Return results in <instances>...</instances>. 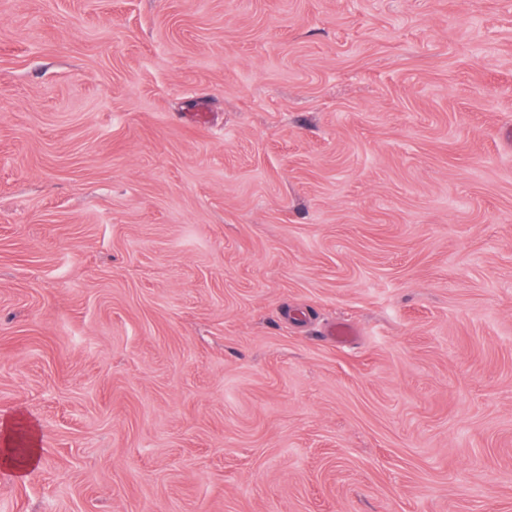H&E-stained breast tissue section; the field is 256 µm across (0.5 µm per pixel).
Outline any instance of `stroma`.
<instances>
[{
    "instance_id": "stroma-1",
    "label": "stroma",
    "mask_w": 512,
    "mask_h": 512,
    "mask_svg": "<svg viewBox=\"0 0 512 512\" xmlns=\"http://www.w3.org/2000/svg\"><path fill=\"white\" fill-rule=\"evenodd\" d=\"M18 413L0 512H512V0H0ZM15 418L3 419L0 423L1 426V463L3 466L13 470L14 475L17 477L24 476L27 469L31 468L36 461L39 453V433L36 427L31 428L30 431V444L27 448L22 461L14 459L13 448H11L12 431L15 424Z\"/></svg>"
}]
</instances>
